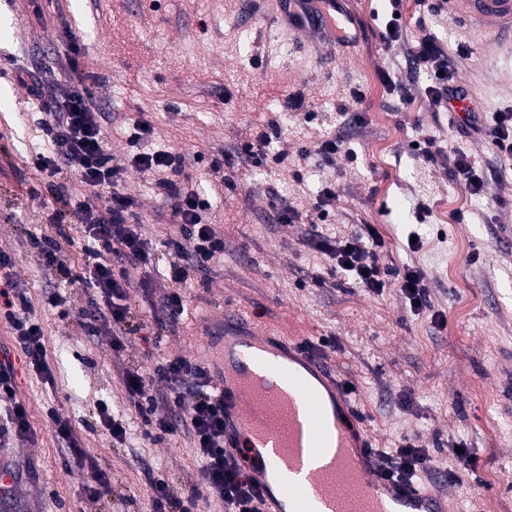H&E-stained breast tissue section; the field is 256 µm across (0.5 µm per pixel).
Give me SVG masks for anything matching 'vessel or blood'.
<instances>
[{"label":"vessel or blood","mask_w":512,"mask_h":512,"mask_svg":"<svg viewBox=\"0 0 512 512\" xmlns=\"http://www.w3.org/2000/svg\"><path fill=\"white\" fill-rule=\"evenodd\" d=\"M477 24L496 26L512 44V0H457ZM202 335L224 343V445L261 442L250 476L264 512H448L440 486L398 488L378 476L364 426L344 428L356 408L333 374L291 338L242 312L203 319Z\"/></svg>","instance_id":"vessel-or-blood-1"}]
</instances>
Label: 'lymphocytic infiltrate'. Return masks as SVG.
I'll return each mask as SVG.
<instances>
[{
  "instance_id": "obj_1",
  "label": "lymphocytic infiltrate",
  "mask_w": 512,
  "mask_h": 512,
  "mask_svg": "<svg viewBox=\"0 0 512 512\" xmlns=\"http://www.w3.org/2000/svg\"><path fill=\"white\" fill-rule=\"evenodd\" d=\"M72 56L69 65L73 78L62 96L44 98L42 75L21 68L16 72L20 84L30 96L39 100L43 124L49 136L47 152L31 158L34 169L55 202L75 212L82 224V262L78 270L67 263L66 246L72 245L63 225H47L39 239L43 265L63 276L67 283L86 288L91 311L83 323L92 336L108 335L113 350H122L128 337L137 336L146 344H156V326L179 322L187 311V299L195 280L207 271L211 261L224 252V241L214 225L203 223L201 212L207 202L196 191L186 189L179 180L184 171L181 154L169 150L135 153L126 162L115 161L107 147L105 118L90 91L96 75L78 59L81 48L73 32H66ZM416 69L431 73L433 82L425 92L434 104L457 99L459 87L455 71L439 44L431 38L418 41L411 51ZM470 131L485 136L493 151L512 156V110L497 113L491 127H484L476 112H469ZM157 176L167 191L173 223L156 240L143 237L135 202L118 193L115 186L125 167ZM78 178L83 192H75L71 178ZM100 191L106 198L102 206H91L85 190ZM309 247L326 255L333 272H347L358 287L370 293H382L398 286L412 309L427 304V287L423 273L405 267L395 274L383 255L384 242L373 225L361 232L336 238L318 231L307 238ZM167 255L168 278L174 287L160 299V313L153 320L142 318L130 300L134 288L148 289L157 272L160 255ZM13 260L9 251L0 248V318L9 322L26 356L29 369L51 379L45 362L41 324L28 316L26 296L7 277ZM157 376L167 386L166 399L173 406L169 417H155V397L148 380ZM124 380L129 405L143 418L148 433L163 438L187 431L199 464L200 483L192 487L181 512H199L206 494H214L224 512H262L261 499L245 467L244 452L224 449V396L212 384L207 367L186 357L171 355L158 364L153 374L134 369L126 371ZM52 429L66 447V459L86 471L85 497L100 501L112 492V474L80 448L68 421L52 416ZM32 434L28 410L16 395L14 367L0 362V444L10 440H27ZM381 475L394 483L414 484L432 470V458L415 439L402 438L395 447L377 449Z\"/></svg>"
}]
</instances>
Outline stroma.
Instances as JSON below:
<instances>
[{
  "label": "stroma",
  "mask_w": 512,
  "mask_h": 512,
  "mask_svg": "<svg viewBox=\"0 0 512 512\" xmlns=\"http://www.w3.org/2000/svg\"><path fill=\"white\" fill-rule=\"evenodd\" d=\"M340 7L355 46L293 30L275 0H0V248L13 255L11 276L42 325L54 378L49 384L28 370L0 319V359L15 368L17 397L34 430L0 458L21 473L16 491L29 512H147L150 479H166L177 501L198 484L188 437L145 436L141 417L128 409L124 373L153 371L171 354L210 362L199 322L224 308L258 315L303 341L334 339L324 364L356 385L352 401L376 446L406 436L428 448L453 512H512V157L464 134L462 119L426 96L430 76L409 62L417 41L435 38L490 126L496 113L512 110V46L446 0H342ZM91 13L100 25L77 34L82 61L97 74L93 93L112 116L110 152L118 160L133 149L183 155L186 187L211 204L202 221L224 240L223 255L189 294L187 316L164 327L154 348L133 336L116 351L110 337L86 335L83 289L45 269L35 242L53 206L29 160L47 135L15 70L53 65L45 92L60 95L71 76L63 27ZM395 13L403 36L389 47L381 34ZM354 89L362 94L360 124L339 114ZM295 97L310 104V114L292 112ZM142 112L154 130L133 147L129 123ZM261 132L269 135L272 163L243 168L236 184L225 183L213 162ZM334 134L344 140L341 149L315 153ZM305 146L310 156H302ZM427 149L435 162L424 158ZM456 151L476 160L485 195L450 177ZM325 183L335 184L337 197L320 221L323 231L343 237L374 225L390 265L423 270L426 307L411 309L394 287L378 296L357 288L306 246ZM117 189L135 200L145 238L164 231L170 203L155 177L130 167ZM276 198L299 212V223L276 222ZM53 293L65 297V307L49 305ZM476 383L484 396L473 395ZM103 401L128 422L125 442L99 428ZM53 412L111 471L105 501L83 497V472L65 467ZM459 444L476 460L475 480L463 484L448 480L450 450Z\"/></svg>",
  "instance_id": "obj_1"
}]
</instances>
